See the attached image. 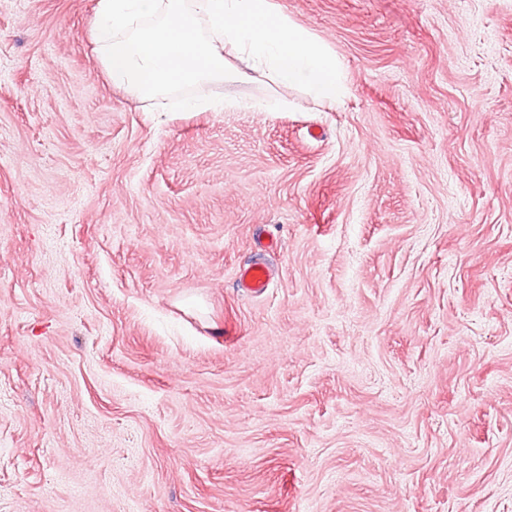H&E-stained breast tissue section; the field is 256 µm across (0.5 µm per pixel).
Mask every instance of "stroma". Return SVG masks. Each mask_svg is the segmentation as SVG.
Listing matches in <instances>:
<instances>
[{
    "label": "stroma",
    "mask_w": 512,
    "mask_h": 512,
    "mask_svg": "<svg viewBox=\"0 0 512 512\" xmlns=\"http://www.w3.org/2000/svg\"><path fill=\"white\" fill-rule=\"evenodd\" d=\"M268 6L343 104L0 0V512H512V0ZM239 281L250 293L260 294L268 287V272L261 264L250 265L240 269Z\"/></svg>",
    "instance_id": "obj_1"
}]
</instances>
